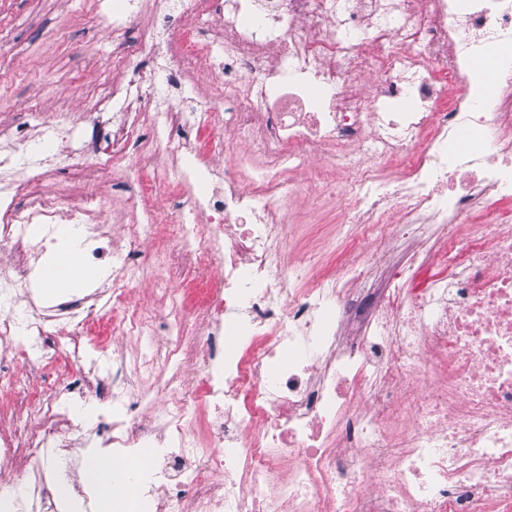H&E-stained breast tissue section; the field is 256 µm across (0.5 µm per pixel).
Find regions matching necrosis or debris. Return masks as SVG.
I'll use <instances>...</instances> for the list:
<instances>
[{
    "mask_svg": "<svg viewBox=\"0 0 512 512\" xmlns=\"http://www.w3.org/2000/svg\"><path fill=\"white\" fill-rule=\"evenodd\" d=\"M181 20L167 42L175 65L82 98L88 124L112 112L100 169L120 176L141 221L104 246L102 213L57 202L0 155V340L25 335L28 362L64 355L72 381L27 403L23 426L0 434V460L26 490L10 512H63L42 465L69 453L76 410L99 382L84 328L109 308L116 336L146 325L127 298L140 285L146 224H171L183 278L164 347L143 357L169 373L170 404L149 424L123 357L103 390L99 445L149 448L131 486L156 512H512V0H159ZM112 65L140 41L120 10L107 19ZM507 60L496 93L479 97L472 60ZM178 86L184 104L160 103ZM204 98L187 115L185 103ZM229 113L230 138L215 133ZM171 159L148 171L143 126ZM212 128L202 139L200 127ZM250 144L235 154L233 143ZM352 230L376 239L432 230L441 245L412 253L379 295L354 294L359 269L300 287L281 252L288 203L332 193L339 171ZM165 185L171 207H157ZM401 223H389L392 210ZM82 225L89 263L111 265L96 293L50 306L28 300L59 225ZM65 335L43 339L56 325ZM203 370L180 384L186 359ZM203 405L223 445L203 461L186 403Z\"/></svg>",
    "mask_w": 512,
    "mask_h": 512,
    "instance_id": "obj_1",
    "label": "necrosis or debris"
}]
</instances>
